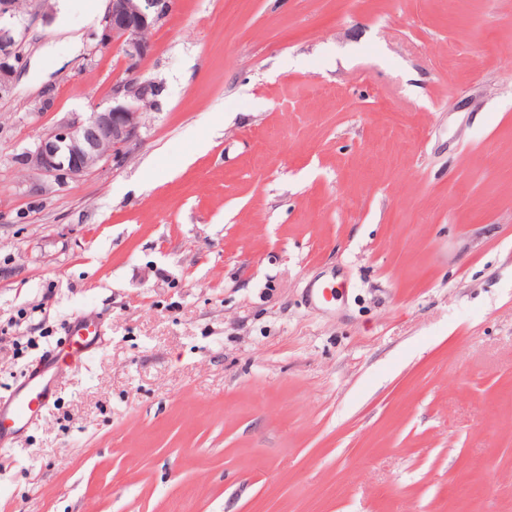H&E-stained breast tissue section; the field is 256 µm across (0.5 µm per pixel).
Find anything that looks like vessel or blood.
<instances>
[{"instance_id":"1","label":"vessel or blood","mask_w":512,"mask_h":512,"mask_svg":"<svg viewBox=\"0 0 512 512\" xmlns=\"http://www.w3.org/2000/svg\"><path fill=\"white\" fill-rule=\"evenodd\" d=\"M100 333V324L90 319L77 318L69 323L64 340L47 353L39 366L25 373L21 388L0 399V442L33 423L38 412L51 403L55 390L48 370L81 365Z\"/></svg>"}]
</instances>
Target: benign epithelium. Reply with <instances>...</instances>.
<instances>
[{
    "instance_id": "7a95c632",
    "label": "benign epithelium",
    "mask_w": 512,
    "mask_h": 512,
    "mask_svg": "<svg viewBox=\"0 0 512 512\" xmlns=\"http://www.w3.org/2000/svg\"><path fill=\"white\" fill-rule=\"evenodd\" d=\"M164 8V0H109L100 44L120 47L128 69H136L150 51L148 33ZM16 44V30L0 26L1 95L14 82ZM120 95L128 101L93 112L86 119L63 121L42 134L25 153L24 164L45 177L63 180L80 177L110 158L124 159L139 136L141 104L150 95L149 85L130 79L112 89V97Z\"/></svg>"
}]
</instances>
